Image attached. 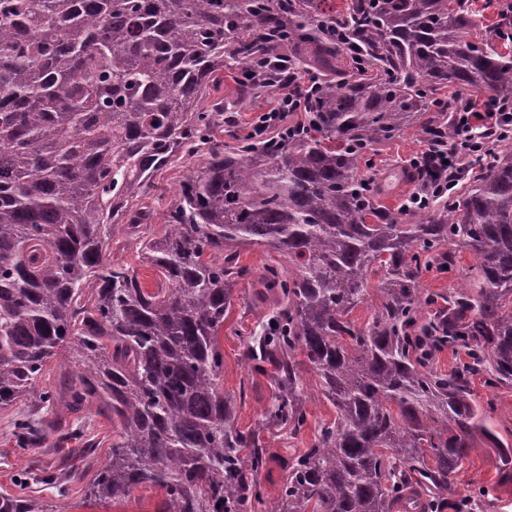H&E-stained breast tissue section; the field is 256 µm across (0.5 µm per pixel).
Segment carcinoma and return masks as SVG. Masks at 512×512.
Instances as JSON below:
<instances>
[{
  "mask_svg": "<svg viewBox=\"0 0 512 512\" xmlns=\"http://www.w3.org/2000/svg\"><path fill=\"white\" fill-rule=\"evenodd\" d=\"M342 3L0 0V410L118 423L106 462L84 458L95 501L157 488L163 512H254L266 452L235 426L218 342L242 283L274 295L245 344L273 386L265 427L306 425L304 366L336 409L269 512H443L478 437L512 478V447L470 389L479 374L512 387V150L469 155L448 195L419 187L395 209L371 172L376 147L411 128L455 139L442 89L512 100V16L481 30L473 0ZM229 66L240 96L301 84L295 118L252 138L227 114L216 142L210 86ZM190 160L157 237L137 200ZM118 234L156 288L109 260ZM252 247L287 265H241ZM461 247L460 286L422 291L424 273L458 270ZM445 348L468 361L436 370ZM52 362L69 382L36 389ZM13 435L26 451L43 426L16 419ZM0 512L65 510L21 487Z\"/></svg>",
  "mask_w": 512,
  "mask_h": 512,
  "instance_id": "cac0c4a2",
  "label": "carcinoma"
}]
</instances>
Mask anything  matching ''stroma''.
<instances>
[{
    "label": "stroma",
    "instance_id": "1",
    "mask_svg": "<svg viewBox=\"0 0 512 512\" xmlns=\"http://www.w3.org/2000/svg\"><path fill=\"white\" fill-rule=\"evenodd\" d=\"M422 146L421 136L410 130L383 146L380 153L374 156V170L380 174L383 182V204L399 206L410 194L411 185L404 174V161L421 150ZM190 172L191 166L187 163L164 167L155 176L158 191L140 198L139 207L149 215V223L155 231H162L172 193ZM264 316L263 305L251 301L250 288L240 287L219 336L224 352V391L234 399L236 426L243 431L257 432L266 449V466L255 477L260 492V499L254 504L255 512H265L268 503L277 499L285 476V460L308 448L319 426L333 420L336 415L333 406L317 396L315 378L307 372L303 375L308 413L305 428L295 435L282 428H260L261 416L272 402V388L267 376L251 370L243 352L245 340L259 328ZM470 388L479 402L494 401L496 410L492 426L502 439L511 441L512 387L494 390L487 387L483 377L476 376L472 378ZM32 412V407L24 402L16 403L8 410H0V492L14 491L15 481L30 468L56 472L59 460L69 459V450L75 446L93 447L96 462L105 461L109 446L116 436V427L87 410L73 416L80 440L59 441L57 448L50 452L42 447L19 452L15 447L10 422L12 418L27 416ZM497 464V457L490 448L476 444L455 475L456 490L462 495L477 485L493 487L495 500L491 512H512V481L500 480ZM26 492L54 505L66 502L69 512H160L162 502L159 491L142 488L134 490L118 504L90 502L83 500L75 483L70 484L69 495L63 498L54 485L38 479L28 481Z\"/></svg>",
    "mask_w": 512,
    "mask_h": 512
}]
</instances>
